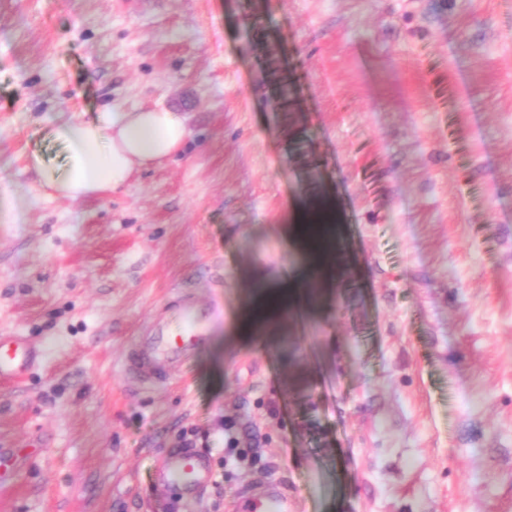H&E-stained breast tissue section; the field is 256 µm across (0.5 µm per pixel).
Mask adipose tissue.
Instances as JSON below:
<instances>
[{
    "instance_id": "1",
    "label": "adipose tissue",
    "mask_w": 512,
    "mask_h": 512,
    "mask_svg": "<svg viewBox=\"0 0 512 512\" xmlns=\"http://www.w3.org/2000/svg\"><path fill=\"white\" fill-rule=\"evenodd\" d=\"M189 135L185 115L165 107L125 112L107 105L88 120L61 112L54 136L67 149L65 168H50L37 154L29 168L53 194L85 199L124 187L140 168L174 155ZM298 292L283 283L258 288L239 332L252 334L260 316L285 310Z\"/></svg>"
}]
</instances>
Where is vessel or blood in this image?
<instances>
[{"instance_id": "b4317fda", "label": "vessel or blood", "mask_w": 512, "mask_h": 512, "mask_svg": "<svg viewBox=\"0 0 512 512\" xmlns=\"http://www.w3.org/2000/svg\"><path fill=\"white\" fill-rule=\"evenodd\" d=\"M211 323L209 311L193 300H182L172 319L154 322L140 336L125 358L126 369L145 384L165 381L170 372L189 364L208 339ZM37 358V351L22 337L0 336V379H24ZM211 478L206 459L189 450L167 457L158 476L162 486L179 496L195 493L207 486ZM252 512H289L287 489L274 486L270 495L256 501Z\"/></svg>"}]
</instances>
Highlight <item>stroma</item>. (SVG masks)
Masks as SVG:
<instances>
[{
  "instance_id": "obj_1",
  "label": "stroma",
  "mask_w": 512,
  "mask_h": 512,
  "mask_svg": "<svg viewBox=\"0 0 512 512\" xmlns=\"http://www.w3.org/2000/svg\"><path fill=\"white\" fill-rule=\"evenodd\" d=\"M107 104L192 137L125 189L48 196L27 157L61 167L58 111ZM305 269L236 339L261 282ZM185 296L208 341L127 381ZM10 335L41 358L0 381V512H246L270 482L293 512H512V0H0ZM188 433L212 481L179 498L155 474Z\"/></svg>"
}]
</instances>
